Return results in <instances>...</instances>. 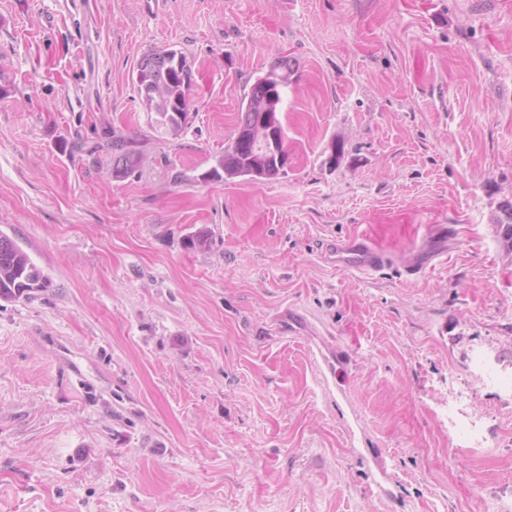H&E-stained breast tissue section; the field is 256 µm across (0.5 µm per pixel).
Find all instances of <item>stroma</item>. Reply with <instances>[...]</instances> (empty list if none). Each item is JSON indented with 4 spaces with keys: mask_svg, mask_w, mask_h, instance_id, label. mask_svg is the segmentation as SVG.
I'll list each match as a JSON object with an SVG mask.
<instances>
[{
    "mask_svg": "<svg viewBox=\"0 0 512 512\" xmlns=\"http://www.w3.org/2000/svg\"><path fill=\"white\" fill-rule=\"evenodd\" d=\"M281 60L285 174L207 178ZM506 200L512 0H0V231L50 281L0 301V512H512ZM173 51L175 55L180 56V58H176L175 65L179 67L180 59L181 65L179 69L173 65L162 66L155 71L152 84L163 85L164 89L161 92V100L157 104L156 111L150 112V114H154L153 121H151L155 130H161L157 124L158 117L161 116L169 124H177L172 135H178L187 125L188 92L192 84V70L186 57L181 52ZM106 146L112 149L113 173L117 178H123L130 173L138 163V151L134 139L124 137H109ZM500 216L496 218L497 233L502 246L507 251H512V200L504 201L499 205ZM325 254L336 267L363 274L375 273L385 263V256L363 235L336 239L327 244Z\"/></svg>",
    "mask_w": 512,
    "mask_h": 512,
    "instance_id": "1",
    "label": "stroma"
}]
</instances>
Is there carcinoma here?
Segmentation results:
<instances>
[{
	"mask_svg": "<svg viewBox=\"0 0 512 512\" xmlns=\"http://www.w3.org/2000/svg\"><path fill=\"white\" fill-rule=\"evenodd\" d=\"M181 65L162 66L153 76V83L164 86L161 100L158 102L152 121V127L159 129L157 120L162 118L168 123L177 124L174 134H179L187 125L188 92L192 84V70L185 56H180ZM266 86V76L255 79L250 92L245 96L240 106L241 117L235 137L224 147V154L219 158L217 167L207 176L224 177L226 180L242 178L248 181L274 179L285 174L288 167V150L286 149V134L284 127H279L278 139L281 143V153L278 157L268 159L260 174H255L258 158V141L253 137L252 130L262 120L264 115L263 98ZM106 146L112 149L113 173L117 178H123L130 173L138 163L136 141L124 137L110 136ZM500 216L496 218L497 233L502 246L512 251V200L499 205ZM41 274L27 252L17 243H12L8 250L0 249V300L13 301L21 297L29 298L39 289L47 287V282H41L35 289L28 284L33 276Z\"/></svg>",
	"mask_w": 512,
	"mask_h": 512,
	"instance_id": "cac0c4a2",
	"label": "carcinoma"
}]
</instances>
